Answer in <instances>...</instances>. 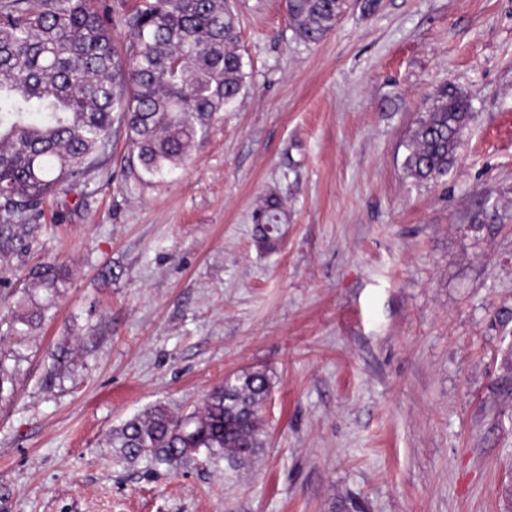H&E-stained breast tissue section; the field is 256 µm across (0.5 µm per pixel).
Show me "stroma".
<instances>
[{
  "label": "stroma",
  "instance_id": "35a3bbf8",
  "mask_svg": "<svg viewBox=\"0 0 512 512\" xmlns=\"http://www.w3.org/2000/svg\"><path fill=\"white\" fill-rule=\"evenodd\" d=\"M230 4L245 88L173 177L140 181L114 127L0 249L8 512H512V0H356L316 44L286 0ZM445 88L471 118L421 183L406 145ZM53 259L66 282L16 333ZM248 369L272 379L249 467L117 458L126 420L194 413ZM283 217L280 204L274 197H268L256 215L258 239L264 244H272L281 236Z\"/></svg>",
  "mask_w": 512,
  "mask_h": 512
}]
</instances>
